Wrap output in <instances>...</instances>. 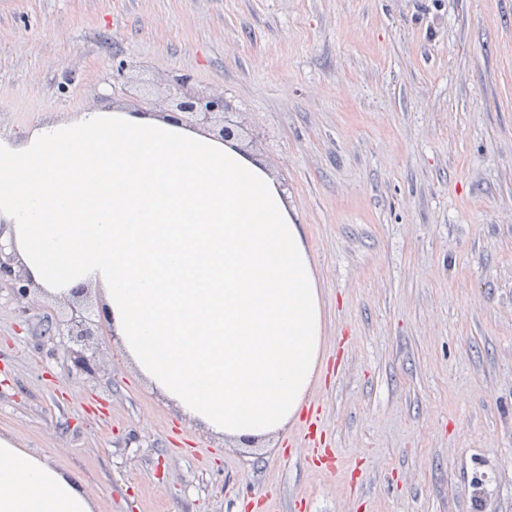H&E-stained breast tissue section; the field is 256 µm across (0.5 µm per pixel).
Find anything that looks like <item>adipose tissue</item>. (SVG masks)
<instances>
[{
  "label": "adipose tissue",
  "instance_id": "adipose-tissue-1",
  "mask_svg": "<svg viewBox=\"0 0 512 512\" xmlns=\"http://www.w3.org/2000/svg\"><path fill=\"white\" fill-rule=\"evenodd\" d=\"M1 238L64 298L94 286L123 355L213 436L296 418L322 355L320 292L278 183L173 117L104 106L0 141ZM0 512H95L74 474L0 435Z\"/></svg>",
  "mask_w": 512,
  "mask_h": 512
}]
</instances>
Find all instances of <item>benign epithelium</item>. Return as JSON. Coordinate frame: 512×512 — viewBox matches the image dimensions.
Segmentation results:
<instances>
[{
    "label": "benign epithelium",
    "instance_id": "obj_1",
    "mask_svg": "<svg viewBox=\"0 0 512 512\" xmlns=\"http://www.w3.org/2000/svg\"><path fill=\"white\" fill-rule=\"evenodd\" d=\"M188 78H178L168 88L163 102L170 111L181 113V121L192 128H200L212 133L224 142L242 141L240 125L230 119L233 111L231 101L222 94L188 88ZM6 285L17 304L26 312L30 310L36 293L34 282L29 273L18 266L14 254L6 251L0 243V285ZM73 299L68 302L69 313L55 323L53 335L63 339V349L54 344L47 355L54 357L63 352L70 363L71 371L87 378L99 373L100 364L96 356L89 352L90 340L97 335L102 324L94 319L90 307L84 304L88 289L72 290Z\"/></svg>",
    "mask_w": 512,
    "mask_h": 512
}]
</instances>
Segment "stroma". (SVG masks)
<instances>
[{
	"label": "stroma",
	"instance_id": "stroma-1",
	"mask_svg": "<svg viewBox=\"0 0 512 512\" xmlns=\"http://www.w3.org/2000/svg\"><path fill=\"white\" fill-rule=\"evenodd\" d=\"M127 80L111 77L118 65ZM225 95L300 225L323 350L306 395L337 467L183 421L101 336L98 378L0 288V434L95 512H512V0H0V139Z\"/></svg>",
	"mask_w": 512,
	"mask_h": 512
}]
</instances>
